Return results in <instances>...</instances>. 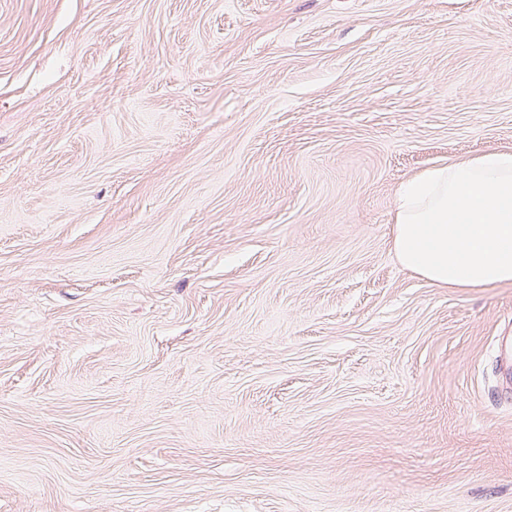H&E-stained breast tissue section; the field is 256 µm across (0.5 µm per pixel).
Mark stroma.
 Wrapping results in <instances>:
<instances>
[{
  "label": "stroma",
  "instance_id": "stroma-1",
  "mask_svg": "<svg viewBox=\"0 0 512 512\" xmlns=\"http://www.w3.org/2000/svg\"><path fill=\"white\" fill-rule=\"evenodd\" d=\"M512 149V0H0V512H512V284L391 248Z\"/></svg>",
  "mask_w": 512,
  "mask_h": 512
}]
</instances>
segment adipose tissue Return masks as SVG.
Returning a JSON list of instances; mask_svg holds the SVG:
<instances>
[{
  "label": "adipose tissue",
  "instance_id": "1",
  "mask_svg": "<svg viewBox=\"0 0 512 512\" xmlns=\"http://www.w3.org/2000/svg\"><path fill=\"white\" fill-rule=\"evenodd\" d=\"M391 248L404 268L441 288L512 283V149L403 182Z\"/></svg>",
  "mask_w": 512,
  "mask_h": 512
}]
</instances>
